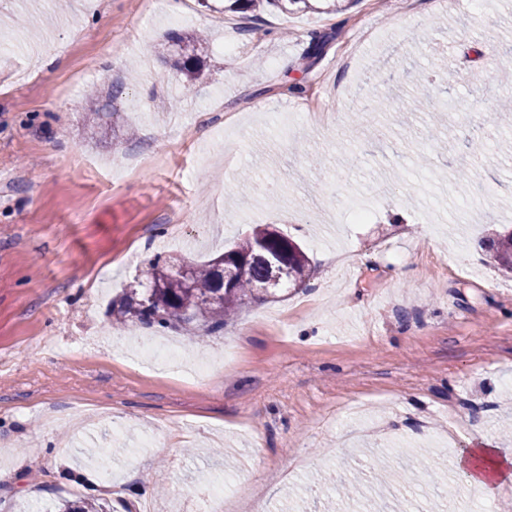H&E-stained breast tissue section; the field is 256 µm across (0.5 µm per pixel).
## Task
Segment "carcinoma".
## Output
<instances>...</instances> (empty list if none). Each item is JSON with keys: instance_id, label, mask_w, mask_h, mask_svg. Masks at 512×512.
Masks as SVG:
<instances>
[{"instance_id": "obj_1", "label": "carcinoma", "mask_w": 512, "mask_h": 512, "mask_svg": "<svg viewBox=\"0 0 512 512\" xmlns=\"http://www.w3.org/2000/svg\"><path fill=\"white\" fill-rule=\"evenodd\" d=\"M345 0H230L232 12H257L268 4L284 11L299 10L332 14L342 10ZM183 57V69L195 74L193 65L201 38L190 34L173 40ZM501 271L512 273V230L497 232L487 240ZM235 261L244 265L234 281L224 285V266ZM178 262L149 264L143 271L147 286H129L118 309L112 310L113 322L125 325L138 322L149 327L181 328L188 339L197 340L196 324L201 322L211 332L224 328L249 300H265L288 285L301 286L310 275L308 258L301 246L276 229L256 227L217 260L189 266L188 275L180 273ZM58 512H104L96 499L80 505L61 504Z\"/></svg>"}]
</instances>
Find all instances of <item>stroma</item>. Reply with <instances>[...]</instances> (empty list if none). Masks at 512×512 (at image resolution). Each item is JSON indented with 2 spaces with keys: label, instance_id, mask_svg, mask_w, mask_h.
I'll return each instance as SVG.
<instances>
[{
  "label": "stroma",
  "instance_id": "stroma-1",
  "mask_svg": "<svg viewBox=\"0 0 512 512\" xmlns=\"http://www.w3.org/2000/svg\"><path fill=\"white\" fill-rule=\"evenodd\" d=\"M427 3L318 15L0 0V512L91 498L184 512L214 487L226 512H344L314 487L324 467L376 512H403L408 488L382 461L419 464L421 482L453 475L456 512H471L452 459L512 460V277L482 244L490 225L512 228V0ZM198 30L209 42L186 94L165 36ZM336 84L347 99L305 123ZM134 152L151 159L115 179ZM182 211L184 241L168 244ZM265 224L312 273L186 349L205 374L103 344L150 262L203 263Z\"/></svg>",
  "mask_w": 512,
  "mask_h": 512
}]
</instances>
